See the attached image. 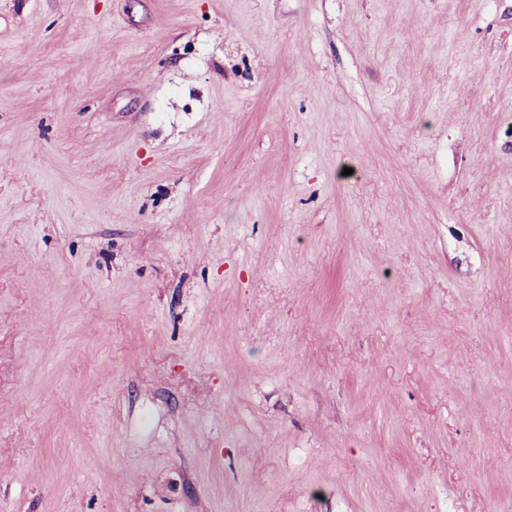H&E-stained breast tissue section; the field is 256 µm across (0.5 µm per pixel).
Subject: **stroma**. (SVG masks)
Wrapping results in <instances>:
<instances>
[{
  "instance_id": "35a3bbf8",
  "label": "stroma",
  "mask_w": 512,
  "mask_h": 512,
  "mask_svg": "<svg viewBox=\"0 0 512 512\" xmlns=\"http://www.w3.org/2000/svg\"><path fill=\"white\" fill-rule=\"evenodd\" d=\"M0 512H512V0H0Z\"/></svg>"
}]
</instances>
